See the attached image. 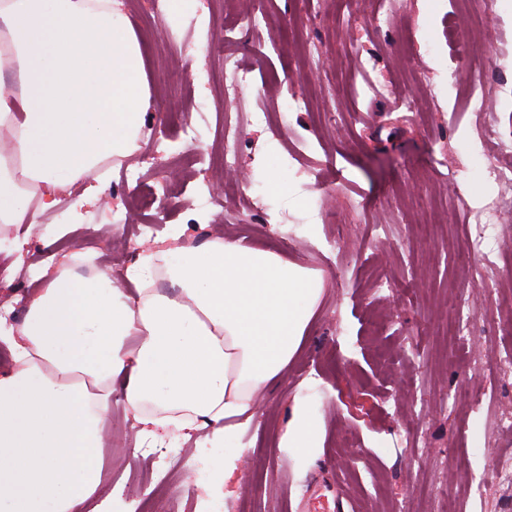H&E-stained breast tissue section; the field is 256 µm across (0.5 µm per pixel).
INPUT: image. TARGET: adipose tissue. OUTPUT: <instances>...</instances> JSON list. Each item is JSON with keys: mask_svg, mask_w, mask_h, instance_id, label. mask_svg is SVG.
Instances as JSON below:
<instances>
[{"mask_svg": "<svg viewBox=\"0 0 512 512\" xmlns=\"http://www.w3.org/2000/svg\"><path fill=\"white\" fill-rule=\"evenodd\" d=\"M5 69L21 83L0 85V223L32 224L103 161L137 151L150 90L115 0H0ZM161 275L177 294L155 289ZM324 287L321 271L221 237L142 254L119 277L51 276L29 304L14 368L0 375V512H110L92 497L116 389L145 438L158 427L210 430L209 470L224 481ZM277 446L300 463L320 448L308 396H294Z\"/></svg>", "mask_w": 512, "mask_h": 512, "instance_id": "obj_1", "label": "adipose tissue"}]
</instances>
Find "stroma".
I'll use <instances>...</instances> for the list:
<instances>
[{
    "mask_svg": "<svg viewBox=\"0 0 512 512\" xmlns=\"http://www.w3.org/2000/svg\"><path fill=\"white\" fill-rule=\"evenodd\" d=\"M441 0L422 16L420 0H268L253 26L254 0H199L193 14L158 18L156 0H124L145 60L151 105L136 155L104 162L110 190L67 222L77 182L36 224H0V302L27 310L42 288L32 268L67 252H96L100 270L120 273L138 254L222 235L322 270L324 295L303 347L284 377L260 399L248 450L228 486L213 496L223 512H335L342 486L358 512H512V487L493 479L498 458H512V433L490 432L494 413H512V373L501 375L490 411L451 407L448 396L488 384L497 352L512 350V328L498 325L496 305L480 289L466 344L445 345L453 296L448 273L462 244L465 217L453 204L468 184L470 202L512 200V183L480 177L479 135L490 122L512 126V0H496L480 23ZM237 16L232 50L253 79L223 99L199 75L222 58L207 49L208 20L218 9ZM384 17L373 24L369 15ZM467 37L470 62L491 61L483 86L487 111L465 101L462 62L445 45V17ZM268 55L256 65L254 46ZM394 85L387 93L385 85ZM307 107L286 108L293 97ZM223 99V112L200 104ZM272 113L276 127H244L237 144L244 193L233 205L212 203L226 172L212 170L224 149L225 120ZM200 132L196 146L179 141V121ZM138 168L145 186L171 181V203L143 210L122 180ZM288 183L271 189L272 176ZM209 205H202V198ZM119 210L123 223L109 218ZM384 323L373 334L370 322ZM323 416V443L308 465L277 449L300 383ZM204 433L164 431L163 448L147 447L140 425L113 393L103 422L107 475L96 500L125 512L126 497L152 470L168 473L173 512H202L204 493L191 485L189 459L206 456Z\"/></svg>",
    "mask_w": 512,
    "mask_h": 512,
    "instance_id": "stroma-1",
    "label": "stroma"
}]
</instances>
